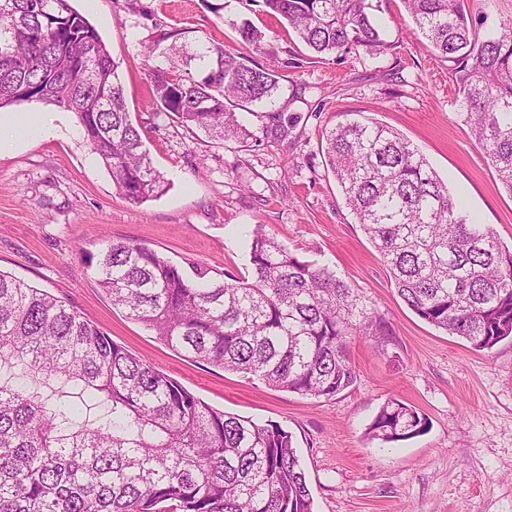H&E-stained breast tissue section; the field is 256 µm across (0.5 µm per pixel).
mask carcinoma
Wrapping results in <instances>:
<instances>
[{
    "label": "carcinoma",
    "mask_w": 512,
    "mask_h": 512,
    "mask_svg": "<svg viewBox=\"0 0 512 512\" xmlns=\"http://www.w3.org/2000/svg\"><path fill=\"white\" fill-rule=\"evenodd\" d=\"M0 7V108L43 103L74 114L83 138L133 205L168 189L131 119L116 63L70 0H7ZM312 53L340 58L392 48L381 0H262ZM412 33L451 63L469 125L488 164L512 193V17L485 36L468 0H403ZM243 43L264 35L232 20ZM164 32L150 52V106L217 141L256 134L238 112L273 101L274 65ZM171 44L162 48L165 41ZM194 69H188V66ZM263 137L292 121L267 113ZM321 148L391 285L420 319L477 351L512 340V248L468 214L420 151L373 118L343 115ZM249 276L225 271L206 283L131 241L97 260V283L125 315L193 361L279 391L331 399L357 380V336L382 346L391 329L372 301L326 264L302 260L257 225ZM61 379L42 396L0 383V512H314L293 435L213 408L45 290L0 271V366ZM105 404L104 423L72 419ZM427 418L393 399L369 424L381 443L425 433Z\"/></svg>",
    "instance_id": "carcinoma-1"
}]
</instances>
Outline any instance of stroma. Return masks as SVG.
<instances>
[{
	"label": "stroma",
	"instance_id": "obj_1",
	"mask_svg": "<svg viewBox=\"0 0 512 512\" xmlns=\"http://www.w3.org/2000/svg\"><path fill=\"white\" fill-rule=\"evenodd\" d=\"M71 0L97 29L169 189L139 206L116 190L85 143L74 115L54 106L50 137L0 152V270L44 289L87 317L116 344L212 407L292 432L315 512H512V342L476 351L416 316L397 296L378 249L346 205L321 152L325 128L361 112L404 135L449 190L504 244L512 243V193L476 146L447 61L422 37L402 0H384L393 52L321 60L261 9L241 0ZM250 17L265 34L245 48L231 22ZM275 60L276 111L294 116L287 140L212 142L151 112L147 49L160 30ZM305 260L330 265L374 302L393 331L398 360L356 337L353 387L330 399L276 391L199 365L114 309L89 260L116 241H134L209 277L250 269L255 225ZM426 415L420 436L392 444L366 429L389 399Z\"/></svg>",
	"mask_w": 512,
	"mask_h": 512
}]
</instances>
